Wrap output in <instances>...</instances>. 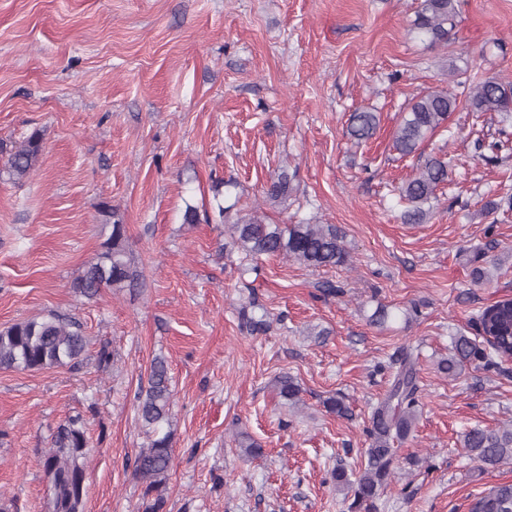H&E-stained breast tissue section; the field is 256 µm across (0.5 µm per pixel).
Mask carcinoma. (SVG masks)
<instances>
[{
    "label": "carcinoma",
    "instance_id": "carcinoma-1",
    "mask_svg": "<svg viewBox=\"0 0 512 512\" xmlns=\"http://www.w3.org/2000/svg\"><path fill=\"white\" fill-rule=\"evenodd\" d=\"M457 0H421L411 31L430 45L448 43L458 23ZM462 91L440 89L423 94L411 103L393 135V148L401 156L416 153L424 141L443 127L463 96L473 112H512V83L495 77H477L470 83L459 82ZM378 115L355 112L348 134L358 142L373 137ZM43 137L31 134L23 144L6 152L0 167L16 182L28 178L42 154ZM292 177L283 168L264 190L265 202L274 205L287 199ZM448 182V162L427 157L413 177L401 186L400 197L408 208L403 213L407 224L429 220L437 189ZM232 243L248 257L283 256L313 268L343 266L348 252L333 224H270L258 211L246 213L231 225ZM139 279L124 243V227L112 224V235L105 250L91 261L72 283L74 292L86 297L100 290L121 288ZM476 337L459 334L452 338L451 355L440 360L438 368L454 376L463 365L477 364L496 368L512 359V298H504L480 310L472 317ZM87 346L81 325L73 318L49 312L0 330V369L42 370L76 363ZM393 379L384 397L373 407L368 437L370 448L361 471L350 479L346 468L334 469L336 487L353 494L350 512H378L376 501L387 486L394 467V445L410 433L418 416L420 387L412 352L403 350L391 359ZM279 396L289 403L299 401L300 386L290 376L277 381ZM172 391L165 359L153 360L148 386L138 396V419L147 427L151 439L133 462V476L141 484L138 512H167V482L172 465L170 425ZM463 447L484 470L512 459V425L495 429L474 428L463 439ZM86 423L80 416L68 418L51 438L43 455L42 467L49 478L51 496L48 512H84ZM470 512H512V484L493 485L477 496Z\"/></svg>",
    "mask_w": 512,
    "mask_h": 512
}]
</instances>
